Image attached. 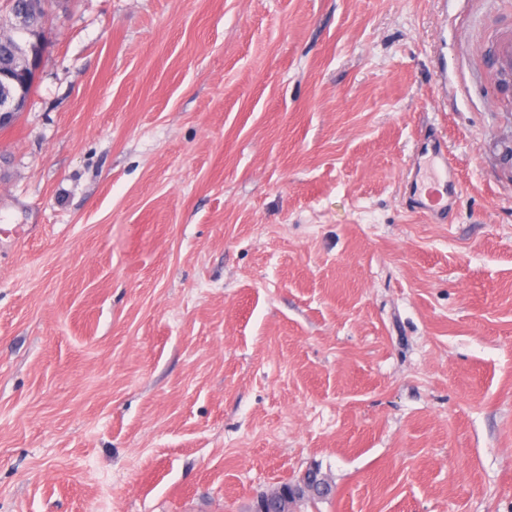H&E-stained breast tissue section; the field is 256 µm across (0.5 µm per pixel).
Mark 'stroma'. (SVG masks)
<instances>
[{
    "label": "stroma",
    "instance_id": "35a3bbf8",
    "mask_svg": "<svg viewBox=\"0 0 512 512\" xmlns=\"http://www.w3.org/2000/svg\"><path fill=\"white\" fill-rule=\"evenodd\" d=\"M0 131V512H512V0H54ZM462 193L410 207L417 140ZM420 151L429 155V160L434 163L439 162V167H432L430 180L439 183L444 177V188L448 190V183L452 187V198H458L461 194V187L456 183L455 173L452 168L448 167V147L442 137L425 136L420 140Z\"/></svg>",
    "mask_w": 512,
    "mask_h": 512
}]
</instances>
